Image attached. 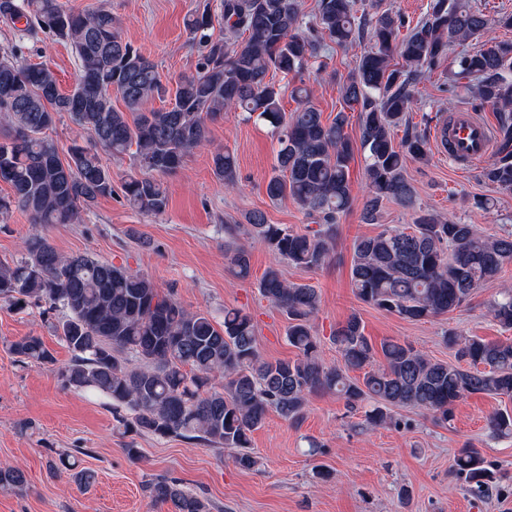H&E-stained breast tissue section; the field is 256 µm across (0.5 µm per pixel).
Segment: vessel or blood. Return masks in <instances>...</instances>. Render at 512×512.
<instances>
[{"label": "vessel or blood", "instance_id": "1", "mask_svg": "<svg viewBox=\"0 0 512 512\" xmlns=\"http://www.w3.org/2000/svg\"><path fill=\"white\" fill-rule=\"evenodd\" d=\"M438 139L446 140L448 158L461 167L483 162L493 144L490 126L472 110L459 109L436 130Z\"/></svg>", "mask_w": 512, "mask_h": 512}]
</instances>
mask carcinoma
<instances>
[{"label": "carcinoma", "instance_id": "cac0c4a2", "mask_svg": "<svg viewBox=\"0 0 512 512\" xmlns=\"http://www.w3.org/2000/svg\"><path fill=\"white\" fill-rule=\"evenodd\" d=\"M228 40H214L210 9L190 14L185 26L203 44L196 72L183 74L174 90L164 86L153 61L122 41L112 13L75 12L59 0H0V15L25 21L26 31H41L68 43L80 63L73 90L63 93L54 73L22 64L0 52V182L12 194L0 198V215L12 208L27 212L34 224H74L80 213L113 193L112 173L98 149L129 157L122 184L130 208L147 215L165 211L168 197L154 174L181 167L185 157L210 144V125L227 111L261 122L276 137L277 164L265 181L273 202L292 199L318 225L303 234L268 223L253 210L244 224L224 225V249L235 275L250 276L254 243L277 259L306 270L324 267L334 250L336 227L352 206L349 163L353 144L346 133L348 111L359 112L365 157L363 220L374 224L385 201L412 211L413 224L388 227L353 244L351 282L360 300L410 321H422L467 306L472 295L494 281L512 262V234L489 237L474 224L442 220L417 202L405 170L407 161L425 162V135L406 129L418 81L448 66L453 87L466 88L480 104L498 112L496 149L484 168L485 183L512 192V42L492 36L494 26L512 28V13L491 20L460 0H430L426 16L401 34L405 19L383 12L358 13L356 0H317L315 24L302 21L295 0H222ZM480 38L477 50L464 45ZM360 48L355 70L342 86L348 111L326 123L310 101L305 83L293 86L294 111L282 107V87L268 76H302L320 61L324 41ZM453 46L462 50L449 55ZM118 94L126 110L112 104ZM173 94L172 102L148 109L151 99ZM66 113L91 141L77 136L61 159L46 137L57 116ZM215 177L227 189L237 185L236 160L229 150L212 154ZM18 265L0 264V299L18 309L42 302L67 311L59 325L72 353L59 368L66 385L92 389L112 400L122 434L182 437L231 449L235 464L253 470L257 457L250 435L269 411L299 424L317 394L334 393L350 409L364 410L361 428L401 427L395 408L413 407L450 423L460 400L476 394L512 397V342L487 341L455 332L445 335L454 362L435 361L406 341L386 340L383 362L373 364L375 347L362 320L351 315L332 340L343 364L328 365L311 320L320 295L307 284L286 281L268 268L259 291L288 317L293 360L263 362L256 326L240 310L224 311V321L190 311L141 273L89 255L59 252L36 235L26 242ZM488 312L503 329H512V291L489 303ZM22 364H53L38 336L9 344ZM360 370L353 379L348 371ZM490 436L512 435V413L495 412ZM51 472L66 470L81 488L94 472L76 470L70 455L48 460ZM453 472L462 486L484 496L495 484L481 450L464 442ZM25 477L0 467V488L22 489ZM153 501L171 503L176 512H211L210 502L175 479L156 477L145 485Z\"/></svg>", "mask_w": 512, "mask_h": 512}]
</instances>
